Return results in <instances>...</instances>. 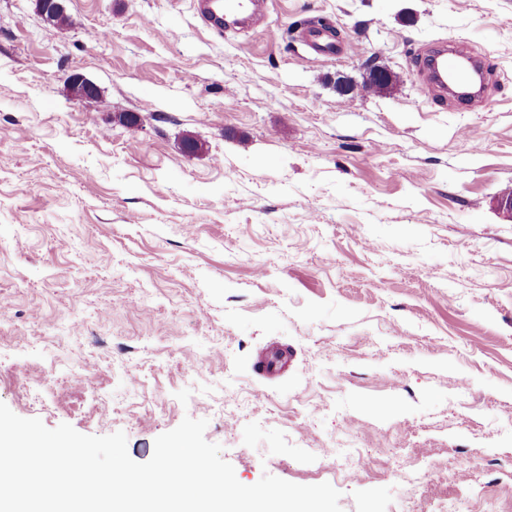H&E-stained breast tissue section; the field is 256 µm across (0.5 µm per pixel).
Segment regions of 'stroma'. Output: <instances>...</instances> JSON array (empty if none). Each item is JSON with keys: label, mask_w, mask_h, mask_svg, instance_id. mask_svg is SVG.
<instances>
[{"label": "stroma", "mask_w": 512, "mask_h": 512, "mask_svg": "<svg viewBox=\"0 0 512 512\" xmlns=\"http://www.w3.org/2000/svg\"><path fill=\"white\" fill-rule=\"evenodd\" d=\"M64 7L0 0V402L138 462L204 419L240 483L342 512H512V0H266L276 41L195 0ZM453 39L490 111L422 94ZM304 41L316 55L330 56L338 52V47L333 38L316 31H306L302 35Z\"/></svg>", "instance_id": "stroma-1"}]
</instances>
